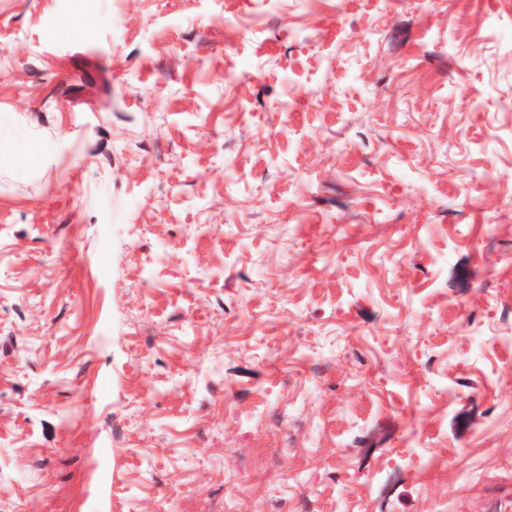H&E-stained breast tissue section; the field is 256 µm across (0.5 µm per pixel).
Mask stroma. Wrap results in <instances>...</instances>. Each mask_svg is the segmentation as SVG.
<instances>
[{
	"label": "stroma",
	"instance_id": "1",
	"mask_svg": "<svg viewBox=\"0 0 512 512\" xmlns=\"http://www.w3.org/2000/svg\"><path fill=\"white\" fill-rule=\"evenodd\" d=\"M98 499L512 512V0H0V512Z\"/></svg>",
	"mask_w": 512,
	"mask_h": 512
}]
</instances>
